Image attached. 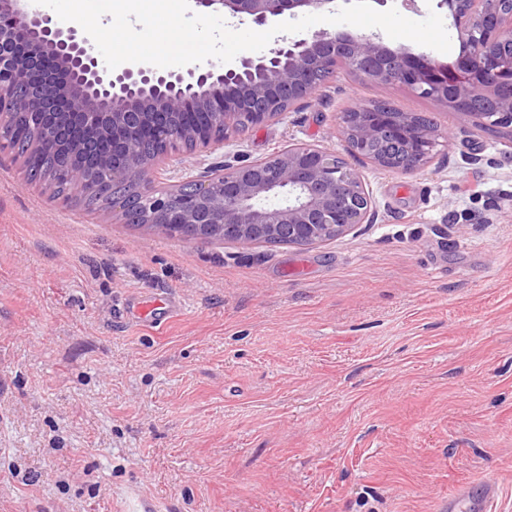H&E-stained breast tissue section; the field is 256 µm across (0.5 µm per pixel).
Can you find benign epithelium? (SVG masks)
Instances as JSON below:
<instances>
[{
  "label": "benign epithelium",
  "mask_w": 512,
  "mask_h": 512,
  "mask_svg": "<svg viewBox=\"0 0 512 512\" xmlns=\"http://www.w3.org/2000/svg\"><path fill=\"white\" fill-rule=\"evenodd\" d=\"M335 0H196L241 21L265 26L272 19L320 10ZM452 18L460 53L451 63L406 48H391L376 35L341 28L296 39L267 55H242L230 65L184 74L140 66L114 73L99 63L89 40L74 26L59 25L20 0H0V152L12 150L24 123L29 148L64 152L61 165L97 196L133 186L144 223L180 224L187 241L213 234L243 247L288 237L318 245L360 224L374 222L369 189L341 156L311 144H291L247 164L225 162L165 191L151 171L166 158L196 148L217 149L243 131L279 119L340 70L378 84L398 83L470 119L493 135L512 137V0H436ZM351 153L378 169L419 172L434 148L455 132L417 112L356 104L338 117ZM112 139V155L96 140ZM156 141L166 152L141 154ZM74 152L95 155L110 182L82 180Z\"/></svg>",
  "instance_id": "obj_1"
}]
</instances>
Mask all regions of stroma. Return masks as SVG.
<instances>
[{"label":"stroma","instance_id":"obj_1","mask_svg":"<svg viewBox=\"0 0 512 512\" xmlns=\"http://www.w3.org/2000/svg\"><path fill=\"white\" fill-rule=\"evenodd\" d=\"M383 101L455 130L414 174L348 156ZM305 142L374 223L312 247L187 242L65 206L0 154V512H512V139L339 72L157 186ZM168 297L158 322L143 302ZM475 488L479 489L476 494ZM500 485L495 475L490 474L477 484H460L445 500L442 512H487L490 503L497 501Z\"/></svg>","mask_w":512,"mask_h":512}]
</instances>
